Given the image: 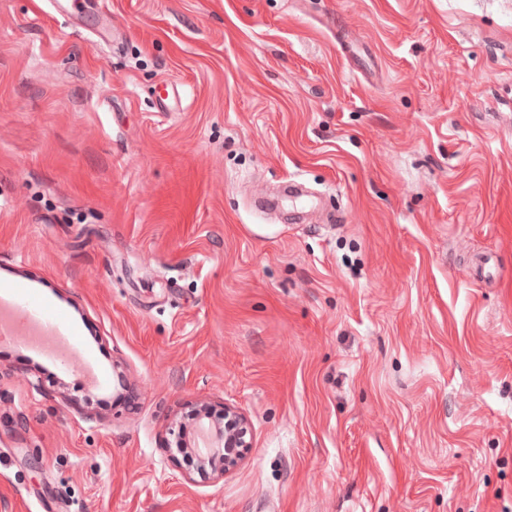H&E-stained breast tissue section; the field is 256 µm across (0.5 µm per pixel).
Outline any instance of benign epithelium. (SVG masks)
Returning a JSON list of instances; mask_svg holds the SVG:
<instances>
[{
  "label": "benign epithelium",
  "mask_w": 512,
  "mask_h": 512,
  "mask_svg": "<svg viewBox=\"0 0 512 512\" xmlns=\"http://www.w3.org/2000/svg\"><path fill=\"white\" fill-rule=\"evenodd\" d=\"M193 414L197 426L191 434L176 422L170 423L175 448L181 453L193 450L199 469H208L212 477L222 478L236 469L252 448V424L243 412L229 405L224 406V413L218 414L209 403L200 402Z\"/></svg>",
  "instance_id": "obj_1"
}]
</instances>
